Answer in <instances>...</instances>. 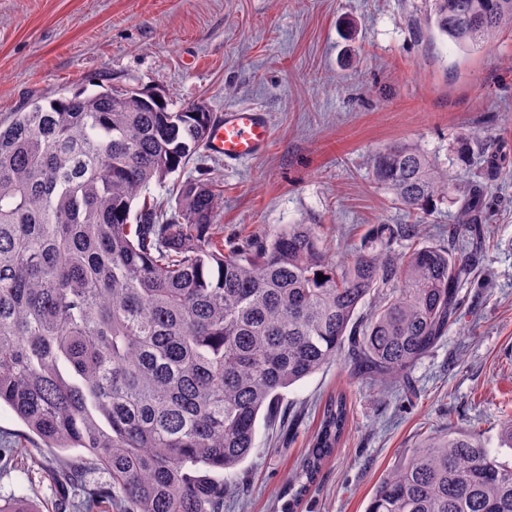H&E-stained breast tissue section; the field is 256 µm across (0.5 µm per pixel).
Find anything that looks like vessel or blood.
<instances>
[{
	"label": "vessel or blood",
	"instance_id": "b4317fda",
	"mask_svg": "<svg viewBox=\"0 0 512 512\" xmlns=\"http://www.w3.org/2000/svg\"><path fill=\"white\" fill-rule=\"evenodd\" d=\"M272 130L263 110L254 107L226 109L211 129L208 150L227 162L252 160L268 147Z\"/></svg>",
	"mask_w": 512,
	"mask_h": 512
}]
</instances>
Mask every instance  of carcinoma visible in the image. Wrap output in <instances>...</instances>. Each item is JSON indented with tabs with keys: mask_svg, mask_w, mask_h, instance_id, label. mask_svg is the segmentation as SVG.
Instances as JSON below:
<instances>
[{
	"mask_svg": "<svg viewBox=\"0 0 512 512\" xmlns=\"http://www.w3.org/2000/svg\"><path fill=\"white\" fill-rule=\"evenodd\" d=\"M427 23L487 49L512 31V0H429ZM212 123L111 88L0 115V404L43 447L86 451L61 483L108 473L83 512H224V474L290 386L347 345L356 374L403 387L463 314L482 189L459 198L446 247L399 251L418 225L382 224L380 248L336 264L320 225L290 224L226 249L216 186L183 182L174 209L150 193L206 149ZM372 171L415 218L448 197V171L416 145L379 149ZM349 418L346 394L325 402L281 512H296ZM366 512H512V465L477 433L432 436Z\"/></svg>",
	"mask_w": 512,
	"mask_h": 512,
	"instance_id": "obj_1",
	"label": "carcinoma"
}]
</instances>
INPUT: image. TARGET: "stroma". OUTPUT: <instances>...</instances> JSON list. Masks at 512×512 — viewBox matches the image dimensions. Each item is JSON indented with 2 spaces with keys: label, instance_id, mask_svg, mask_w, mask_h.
I'll use <instances>...</instances> for the list:
<instances>
[{
  "label": "stroma",
  "instance_id": "1",
  "mask_svg": "<svg viewBox=\"0 0 512 512\" xmlns=\"http://www.w3.org/2000/svg\"><path fill=\"white\" fill-rule=\"evenodd\" d=\"M426 0H0V113L96 86L264 110L273 136L256 159L201 152L167 183L224 192L225 240L317 224L342 259L380 224L412 218L375 181L371 155L412 143L455 186L484 188L491 247L462 289L464 313L409 373V388L355 375L344 357L288 388L279 418L224 489V512H279L325 401L345 391L350 423L297 512H365L380 477L428 436L495 439L512 418V32L489 50L427 34ZM73 450L44 448L21 472L0 466V504L76 512L53 474Z\"/></svg>",
  "mask_w": 512,
  "mask_h": 512
}]
</instances>
